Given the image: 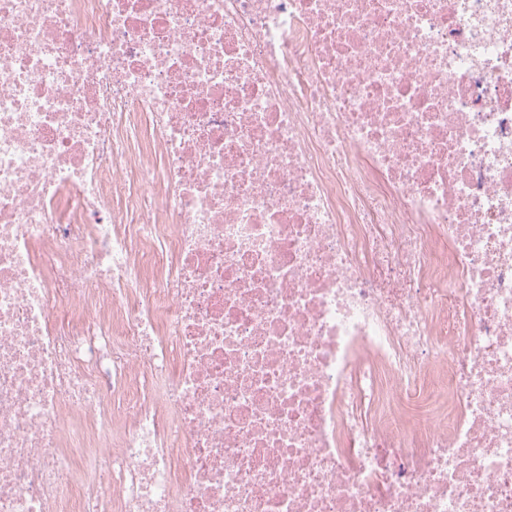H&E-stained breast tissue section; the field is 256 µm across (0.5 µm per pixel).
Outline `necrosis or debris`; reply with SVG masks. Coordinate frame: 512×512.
<instances>
[{"label":"necrosis or debris","instance_id":"necrosis-or-debris-1","mask_svg":"<svg viewBox=\"0 0 512 512\" xmlns=\"http://www.w3.org/2000/svg\"><path fill=\"white\" fill-rule=\"evenodd\" d=\"M0 512H512V0H0Z\"/></svg>","mask_w":512,"mask_h":512}]
</instances>
